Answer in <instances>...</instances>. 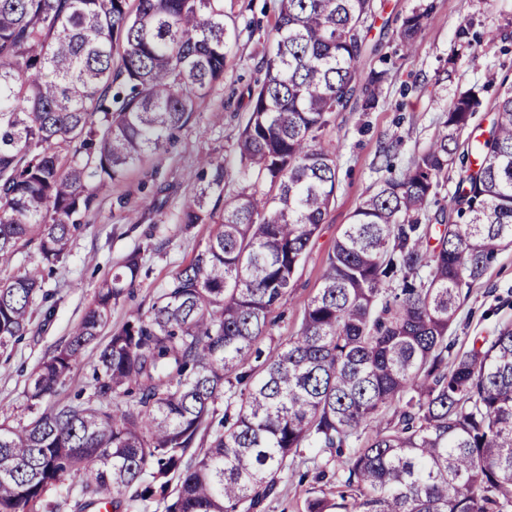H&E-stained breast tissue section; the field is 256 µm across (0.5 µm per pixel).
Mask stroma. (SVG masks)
<instances>
[{
  "label": "stroma",
  "mask_w": 512,
  "mask_h": 512,
  "mask_svg": "<svg viewBox=\"0 0 512 512\" xmlns=\"http://www.w3.org/2000/svg\"><path fill=\"white\" fill-rule=\"evenodd\" d=\"M381 9L359 60L362 73L382 71L385 82L377 106L368 112L336 113L324 135L335 153L336 198L307 249L288 297L271 316L259 347L270 352L300 328L304 309L320 286L328 254L356 206L390 176L399 175L424 151L448 118L459 95L478 93L471 127L489 130L498 98L512 86V0H377ZM432 14L412 52L397 38L403 20L421 5ZM277 0H224L232 40L224 81L201 103L174 141L157 158L135 167L103 189L68 254L42 269L47 300H36L23 339L0 349V420L27 423V388L39 363L64 343L85 314L99 285L122 260L139 252L141 274L112 307L111 324L121 327L130 310H149L172 275L203 247L212 225L187 226L178 220L198 183L201 157L234 161L237 139L249 116L248 93L263 77L261 60L274 40ZM468 26L476 48L460 46L459 26ZM394 156L384 168L383 151ZM512 323V246L501 248L480 287L461 307L454 333L458 348L494 327ZM339 462L330 452L303 449L290 458L261 512H304L307 499L327 492Z\"/></svg>",
  "instance_id": "stroma-1"
}]
</instances>
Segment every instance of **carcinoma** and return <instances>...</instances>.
Returning a JSON list of instances; mask_svg holds the SVG:
<instances>
[{"mask_svg": "<svg viewBox=\"0 0 512 512\" xmlns=\"http://www.w3.org/2000/svg\"><path fill=\"white\" fill-rule=\"evenodd\" d=\"M432 10L403 20L406 50ZM374 18V0H278L237 172L204 160L180 213L215 230L148 312L112 332L91 395L41 408L135 283L138 253L40 363L34 416L0 423V512H37L71 475L87 508L130 490L162 512L250 510L301 449L356 442L336 496L308 499L306 512H512V323L463 350L451 336L512 244V87L490 130L465 140L477 99L460 95L430 147L356 207L298 333L253 372L336 197L323 134L353 97L363 111L378 101L384 74L363 79L358 65ZM229 36L224 0H0V271L32 244L43 264L63 258L99 191L159 155L224 81ZM457 160L456 217L434 216L433 247L421 216ZM235 175L244 185L227 194ZM41 288L36 268L0 277V348L27 331ZM221 397L224 417L197 454ZM386 411L392 420L370 428Z\"/></svg>", "mask_w": 512, "mask_h": 512, "instance_id": "carcinoma-1", "label": "carcinoma"}]
</instances>
